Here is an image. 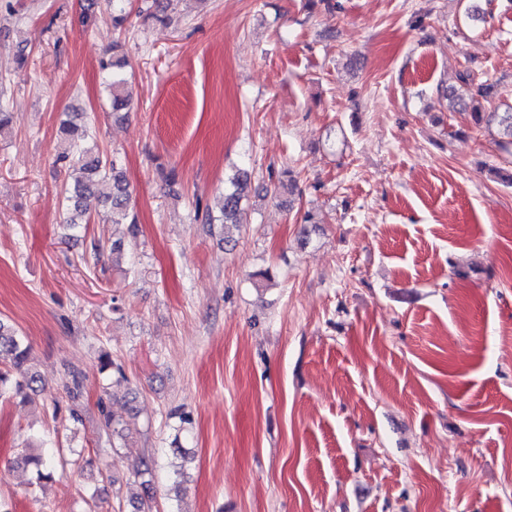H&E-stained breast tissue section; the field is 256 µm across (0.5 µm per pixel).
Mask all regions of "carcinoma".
<instances>
[{
    "instance_id": "cac0c4a2",
    "label": "carcinoma",
    "mask_w": 512,
    "mask_h": 512,
    "mask_svg": "<svg viewBox=\"0 0 512 512\" xmlns=\"http://www.w3.org/2000/svg\"><path fill=\"white\" fill-rule=\"evenodd\" d=\"M112 6V26L123 27L128 19L126 0H109ZM128 62L125 57L112 55V59L103 63V67L112 71L108 84L112 98L113 117L121 119L130 108L132 93L126 76ZM459 79L465 86L462 92L448 89V111H466L471 126L475 129L497 128L503 138L501 146L512 147V106L503 112H486L482 105L494 99L498 93L497 85L489 81H478L471 72L464 70ZM62 132L69 137V146L58 154L57 162L70 171L71 180L63 188L67 217L65 223L72 228L91 223L93 214L111 224L137 223L131 207L132 192L122 163L120 152L107 154L96 145H88L91 138L89 119L79 113L70 115L62 122ZM232 188L224 190L220 215L206 213L205 223L241 224L244 220L242 200L247 188V179L236 176L231 180ZM296 179L290 168L282 169L273 183V193L283 191L293 193ZM30 348L12 326L0 320V398H19L26 403L35 402L40 378L31 370L29 364ZM83 384L79 375L72 376L71 386L66 388V397L71 402L69 416L73 422H83L79 409ZM99 430L112 440L126 437L128 425L123 417L112 413L103 401L98 404ZM44 441L35 439L21 449L17 464L30 470L32 484L52 479L55 469L53 457L42 451Z\"/></svg>"
}]
</instances>
